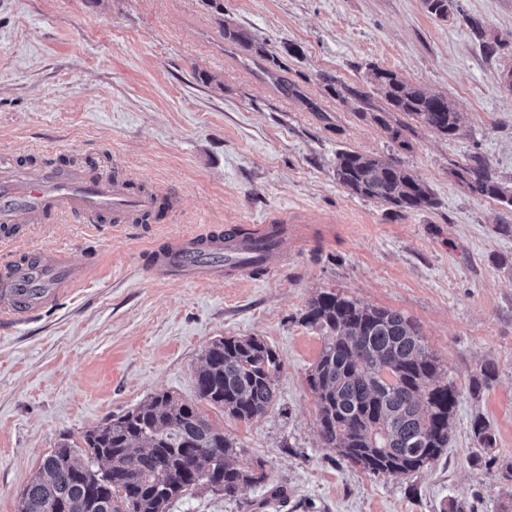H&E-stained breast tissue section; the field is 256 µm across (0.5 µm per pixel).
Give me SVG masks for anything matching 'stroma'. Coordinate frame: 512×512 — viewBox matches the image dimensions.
<instances>
[{
	"label": "stroma",
	"instance_id": "obj_1",
	"mask_svg": "<svg viewBox=\"0 0 512 512\" xmlns=\"http://www.w3.org/2000/svg\"><path fill=\"white\" fill-rule=\"evenodd\" d=\"M227 23L276 56L274 80L250 77L257 58L225 44ZM373 65L448 95L462 134L414 123L393 141L375 117L399 115L368 83ZM509 71L512 0H454L445 20L422 0H0V159L117 170L183 206L168 224L107 230L37 215L14 239L21 253H92L99 266L56 306L0 327V512H17L58 442H81L159 390L193 401L200 358L223 336L261 337L282 362L261 417L203 409L266 479L235 501L194 489L168 512H502L505 486L485 462L512 459V232L499 230L512 211L453 171L478 154L512 186ZM342 149L400 161L435 206L399 212L350 194L335 176ZM280 211L286 256L274 270L196 284L140 265L157 241ZM324 291L411 318L455 381L452 437L428 468L374 476L322 448L306 376L324 339L304 316ZM488 362L494 379L473 389ZM478 417L492 450L473 438Z\"/></svg>",
	"mask_w": 512,
	"mask_h": 512
}]
</instances>
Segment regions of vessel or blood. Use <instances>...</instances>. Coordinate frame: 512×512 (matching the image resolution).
Here are the masks:
<instances>
[{"label": "vessel or blood", "instance_id": "vessel-or-blood-1", "mask_svg": "<svg viewBox=\"0 0 512 512\" xmlns=\"http://www.w3.org/2000/svg\"><path fill=\"white\" fill-rule=\"evenodd\" d=\"M179 210L175 195L144 183L132 185L120 173L91 166L36 172L23 166L0 169V243L4 245L16 228L36 215H67L85 224H141L173 219ZM287 221L286 215L276 213L262 224L212 226L171 238L143 251V264L162 277L193 283L233 279L279 250V229ZM97 263V257L90 256L75 264L52 250L1 258L0 317L33 318L76 288Z\"/></svg>", "mask_w": 512, "mask_h": 512}]
</instances>
